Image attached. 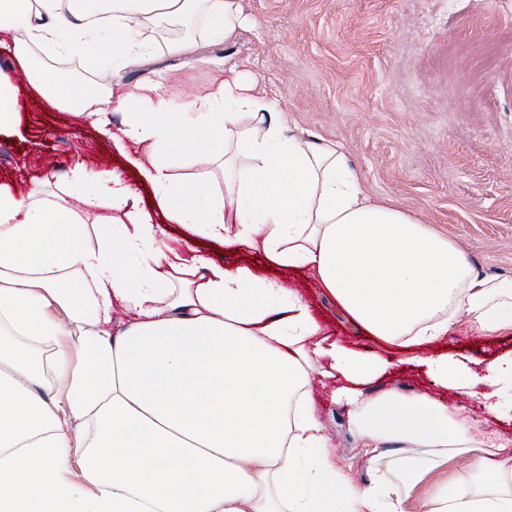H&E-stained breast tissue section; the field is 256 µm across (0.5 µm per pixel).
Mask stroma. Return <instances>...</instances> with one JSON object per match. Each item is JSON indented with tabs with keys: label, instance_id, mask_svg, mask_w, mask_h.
<instances>
[{
	"label": "stroma",
	"instance_id": "35a3bbf8",
	"mask_svg": "<svg viewBox=\"0 0 512 512\" xmlns=\"http://www.w3.org/2000/svg\"><path fill=\"white\" fill-rule=\"evenodd\" d=\"M243 25L227 42L190 26L195 54L156 51L149 66L115 70L131 88L161 75L178 90L205 94L224 76H256L263 96L283 112L291 134L311 144L340 145L364 193L396 205L450 239L487 276L512 278V0H490L474 24L458 0H238ZM498 43L501 64L480 73L470 57ZM0 71L18 89L19 119L0 135V183L19 191L63 192L78 160L95 171L125 161L83 116L51 106L22 78L9 33L0 32ZM184 241L198 255L235 266L244 250L222 247L167 225L162 241ZM299 289L330 339L391 361L392 369L365 386L424 392L481 407L435 386L424 366L370 336L306 271H281ZM447 352L478 364L512 353V332L486 335L460 317L445 338L418 349ZM335 383L315 377L313 394L330 436L337 469L354 484L373 476V449L349 429L346 405L333 401Z\"/></svg>",
	"mask_w": 512,
	"mask_h": 512
}]
</instances>
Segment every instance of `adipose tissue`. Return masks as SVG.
<instances>
[{
  "instance_id": "adipose-tissue-1",
  "label": "adipose tissue",
  "mask_w": 512,
  "mask_h": 512,
  "mask_svg": "<svg viewBox=\"0 0 512 512\" xmlns=\"http://www.w3.org/2000/svg\"><path fill=\"white\" fill-rule=\"evenodd\" d=\"M199 15L209 38L234 37L238 0H0V30L33 82L133 144L130 157L165 222L259 259L310 269L370 335L414 348L448 333L459 314L482 332L512 330V278L479 275L450 241L396 206L371 201L339 145L287 135L257 79L224 80L203 96L148 81L130 91L47 74L35 46H106L117 64H142L162 22ZM224 164V188L175 181L169 157ZM70 196L0 185V512H405L429 475L466 455L422 512H512V441L477 430L465 406L393 388L362 387L389 367L337 342L299 293L256 266L163 252L147 212L120 174L70 169ZM77 197L82 208L70 204ZM96 211L87 218L85 208ZM131 314L112 326V309ZM344 380L364 443L386 469L358 486L338 472L310 392L319 360ZM433 383L503 413L512 355L482 372L446 354L426 358ZM80 420L86 485L72 482L59 414Z\"/></svg>"
}]
</instances>
